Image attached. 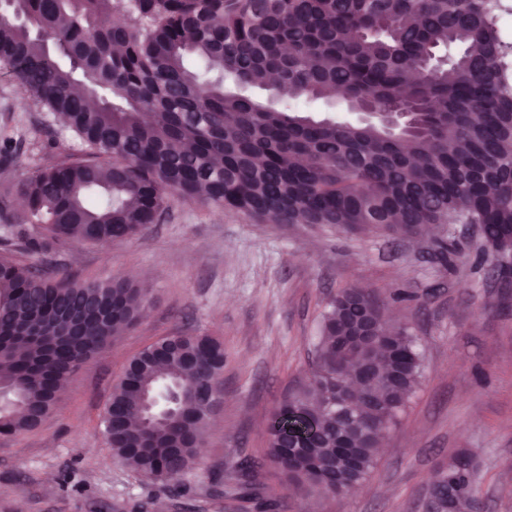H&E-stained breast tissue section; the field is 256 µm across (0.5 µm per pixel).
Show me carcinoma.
Wrapping results in <instances>:
<instances>
[{"label": "carcinoma", "instance_id": "1", "mask_svg": "<svg viewBox=\"0 0 512 512\" xmlns=\"http://www.w3.org/2000/svg\"><path fill=\"white\" fill-rule=\"evenodd\" d=\"M0 14V75L21 82L64 119L73 153L0 185V434L37 428L60 381L134 327L147 305L123 277L78 279L37 268L77 243L110 245L164 220L172 198L213 204L273 224L379 226L414 236L424 224H479L491 256L512 250V42L501 0H16ZM449 49L448 64L424 62ZM288 86V98L260 99ZM345 98L354 108L406 112L405 130L320 117L297 103ZM370 315L385 363L365 371L352 417L336 391L361 366L347 319ZM51 322L50 355L14 340ZM127 364L100 429L115 457L163 484L198 464V394L219 384L224 343L178 335ZM422 352L390 325L377 295L343 288L321 313L304 389L282 412L303 410L326 431L301 452L269 436L267 458L288 485L348 492L375 462L377 439L415 393ZM166 382L177 416L132 428L129 419ZM470 463L444 472L436 512H451ZM224 497L265 498L244 460Z\"/></svg>", "mask_w": 512, "mask_h": 512}]
</instances>
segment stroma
I'll return each mask as SVG.
<instances>
[{"mask_svg":"<svg viewBox=\"0 0 512 512\" xmlns=\"http://www.w3.org/2000/svg\"><path fill=\"white\" fill-rule=\"evenodd\" d=\"M0 136L17 147L13 162L0 161V181L70 148L59 121L3 76ZM441 234L269 224L174 200L163 223L131 239L64 248L57 263L81 279L156 272L153 304L70 378L37 429L0 435V512H130L142 502L147 512H238L223 483L246 458L260 461L275 512H434V477L462 455L476 465L475 491L455 512H512V280L497 276L474 232L459 233L455 257L439 260ZM342 288L384 299L392 322L416 336L423 373L361 484L305 495L266 460L269 426L306 383L320 314ZM179 333L219 337L225 354L223 404L180 496L124 466L99 430L128 360Z\"/></svg>","mask_w":512,"mask_h":512,"instance_id":"35a3bbf8","label":"stroma"}]
</instances>
